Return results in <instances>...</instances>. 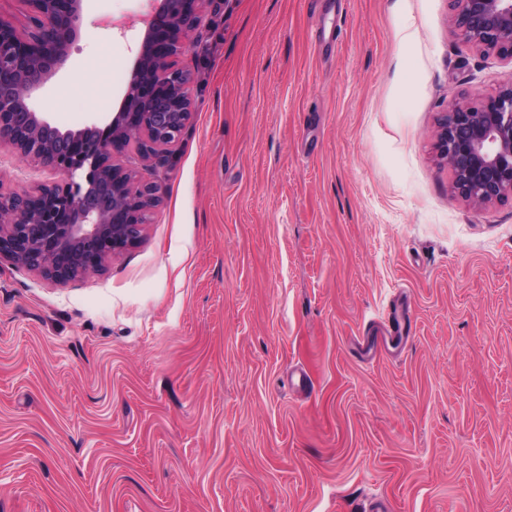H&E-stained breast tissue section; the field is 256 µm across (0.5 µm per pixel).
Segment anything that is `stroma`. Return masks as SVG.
I'll return each mask as SVG.
<instances>
[{"label": "stroma", "instance_id": "1", "mask_svg": "<svg viewBox=\"0 0 512 512\" xmlns=\"http://www.w3.org/2000/svg\"><path fill=\"white\" fill-rule=\"evenodd\" d=\"M154 0H84L30 101L117 112ZM452 0H206L137 245L0 261V512H512V198L434 149L512 62ZM0 148V191L56 181Z\"/></svg>", "mask_w": 512, "mask_h": 512}]
</instances>
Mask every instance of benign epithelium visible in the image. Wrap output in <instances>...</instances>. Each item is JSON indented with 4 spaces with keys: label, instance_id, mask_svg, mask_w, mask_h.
I'll list each match as a JSON object with an SVG mask.
<instances>
[{
    "label": "benign epithelium",
    "instance_id": "1",
    "mask_svg": "<svg viewBox=\"0 0 512 512\" xmlns=\"http://www.w3.org/2000/svg\"><path fill=\"white\" fill-rule=\"evenodd\" d=\"M16 2L31 25L22 29L0 10V147L61 180L0 193V259L63 284L139 242L150 211L142 203L161 198L160 185L133 177L116 158L133 144L158 163L190 122L189 76L176 56L192 44L205 0H156L119 111L75 131L52 125L30 100L67 61L83 0ZM453 5L466 42L512 60V0ZM436 147L453 189L472 204L512 195V79L476 106L455 104Z\"/></svg>",
    "mask_w": 512,
    "mask_h": 512
}]
</instances>
